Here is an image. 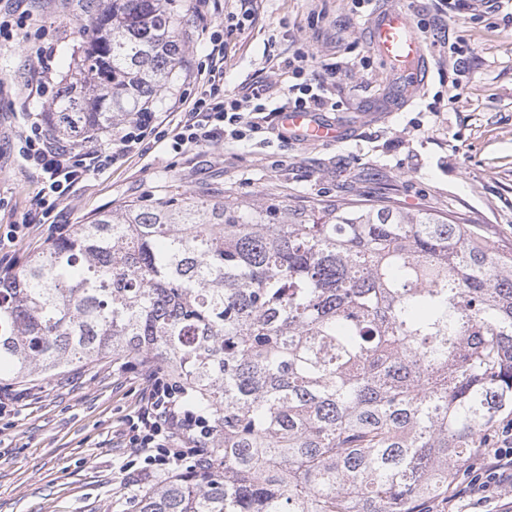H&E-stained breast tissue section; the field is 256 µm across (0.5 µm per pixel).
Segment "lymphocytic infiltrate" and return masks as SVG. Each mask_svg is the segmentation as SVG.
Instances as JSON below:
<instances>
[{
  "instance_id": "1",
  "label": "lymphocytic infiltrate",
  "mask_w": 512,
  "mask_h": 512,
  "mask_svg": "<svg viewBox=\"0 0 512 512\" xmlns=\"http://www.w3.org/2000/svg\"><path fill=\"white\" fill-rule=\"evenodd\" d=\"M238 15L226 17L221 29L209 37L206 76L193 99L182 102L181 117L174 128H165L156 113L140 112L118 127L110 151H102L99 136L83 137L73 150L50 141L39 122L19 136V153L41 179L39 219L57 224V208L74 188L89 181L107 164L139 154L146 137L168 141L178 154L228 142H241L262 132L266 124L288 110L323 112L331 104L328 79L311 63L308 53L298 51L288 60L290 84L277 95L270 83H242L233 93L224 91V39L244 28ZM147 395L143 405L128 420V444L133 458L143 465L134 476L149 482L172 474L185 463L200 465L214 436L203 416L187 409L174 385L164 382L158 370L146 375ZM512 488V422H503L493 447L485 449L479 473L455 489L449 504L465 503L479 512Z\"/></svg>"
}]
</instances>
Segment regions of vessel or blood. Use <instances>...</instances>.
Listing matches in <instances>:
<instances>
[{"mask_svg":"<svg viewBox=\"0 0 512 512\" xmlns=\"http://www.w3.org/2000/svg\"><path fill=\"white\" fill-rule=\"evenodd\" d=\"M368 38L372 51L389 68L405 100H412L428 75L424 42L410 13L386 6L371 17ZM290 138L308 143H337L344 133L312 112H285L280 117Z\"/></svg>","mask_w":512,"mask_h":512,"instance_id":"b4317fda","label":"vessel or blood"}]
</instances>
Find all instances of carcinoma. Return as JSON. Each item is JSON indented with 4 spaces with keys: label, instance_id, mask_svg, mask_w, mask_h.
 Here are the masks:
<instances>
[{
    "label": "carcinoma",
    "instance_id": "obj_1",
    "mask_svg": "<svg viewBox=\"0 0 512 512\" xmlns=\"http://www.w3.org/2000/svg\"><path fill=\"white\" fill-rule=\"evenodd\" d=\"M170 0H92L51 129L144 112L185 54ZM149 360L215 428L139 512H423L512 415V255L394 200L172 194L0 279V377Z\"/></svg>",
    "mask_w": 512,
    "mask_h": 512
}]
</instances>
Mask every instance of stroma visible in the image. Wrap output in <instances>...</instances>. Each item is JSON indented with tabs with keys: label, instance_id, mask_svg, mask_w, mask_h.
I'll return each mask as SVG.
<instances>
[{
	"label": "stroma",
	"instance_id": "stroma-1",
	"mask_svg": "<svg viewBox=\"0 0 512 512\" xmlns=\"http://www.w3.org/2000/svg\"><path fill=\"white\" fill-rule=\"evenodd\" d=\"M179 2L185 61L153 107L169 125L178 120L180 98L200 89L208 31L239 8L237 0L214 8ZM447 2L456 19L447 38L423 35L425 85L412 103L391 112L387 104L398 90L365 38L373 6L253 0V25L225 43V92L252 79L287 85L289 56L313 52L317 66L341 72L329 84L336 108L326 117L348 129L346 141L306 144L271 130L180 155L150 139L142 156L78 185L59 208L60 223L83 224L131 200L205 187L293 206L390 196L409 210L464 215L491 247L512 254V0L485 13L473 11L471 0ZM0 7L33 16L18 39L0 44V220L10 222L33 219L41 188L19 155L18 134L48 111L86 40V4L0 0ZM39 49L51 65L41 89L31 81ZM454 82L462 94L451 104L446 95ZM148 370L107 357L15 384L22 398L0 415V512H138L143 492L121 467L131 455L125 417L143 403Z\"/></svg>",
	"mask_w": 512,
	"mask_h": 512
}]
</instances>
